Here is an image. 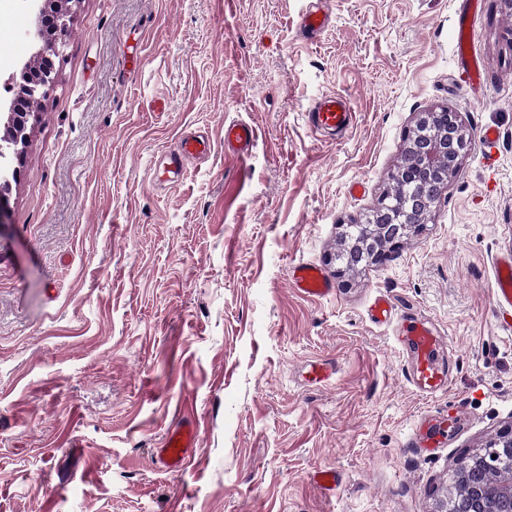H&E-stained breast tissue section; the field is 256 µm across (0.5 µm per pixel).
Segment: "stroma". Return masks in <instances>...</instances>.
<instances>
[{"label":"stroma","mask_w":512,"mask_h":512,"mask_svg":"<svg viewBox=\"0 0 512 512\" xmlns=\"http://www.w3.org/2000/svg\"><path fill=\"white\" fill-rule=\"evenodd\" d=\"M308 2L76 0L0 226V512H432L459 459L512 423L493 297L512 256V8L481 0L474 101L455 56L465 0H330L313 38ZM1 15L21 18L22 51L0 63V104L40 48L30 0ZM332 93L354 109L333 138L308 120ZM441 106L471 135L497 128L492 154L472 144L424 231L340 277L345 225ZM232 119L257 130L243 159L224 154ZM187 132L208 155L154 183ZM300 262L333 294L292 288ZM408 320L446 341L436 393L412 381ZM184 419L197 450L160 471ZM327 469L332 493L314 479Z\"/></svg>","instance_id":"stroma-1"}]
</instances>
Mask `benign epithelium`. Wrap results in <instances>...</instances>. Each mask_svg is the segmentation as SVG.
<instances>
[{
    "label": "benign epithelium",
    "mask_w": 512,
    "mask_h": 512,
    "mask_svg": "<svg viewBox=\"0 0 512 512\" xmlns=\"http://www.w3.org/2000/svg\"><path fill=\"white\" fill-rule=\"evenodd\" d=\"M55 0L56 18L48 23L52 37L40 49L44 82L32 85L16 80L14 100L20 104L40 100L55 78V59L60 57V35L66 27L67 11ZM29 112H5L0 121L10 129L9 142H0V161L20 159L19 146L27 138ZM407 147L393 178L407 182L398 210L389 203L391 191L384 190L363 242L357 244L359 258L383 262L409 235L420 232L435 201L448 188L461 160L469 151L471 138L459 113L446 107L422 112L415 127L406 134ZM460 486L437 503L435 512H512V424L500 430L488 444L465 456L458 465Z\"/></svg>",
    "instance_id": "7a95c632"
}]
</instances>
